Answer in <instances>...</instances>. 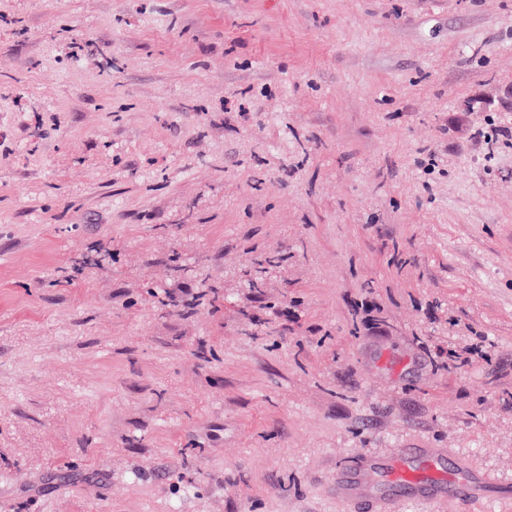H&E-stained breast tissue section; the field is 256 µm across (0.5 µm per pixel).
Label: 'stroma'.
I'll return each instance as SVG.
<instances>
[{"label":"stroma","instance_id":"35a3bbf8","mask_svg":"<svg viewBox=\"0 0 512 512\" xmlns=\"http://www.w3.org/2000/svg\"><path fill=\"white\" fill-rule=\"evenodd\" d=\"M399 448L512 512V0H0V512Z\"/></svg>","mask_w":512,"mask_h":512}]
</instances>
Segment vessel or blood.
Masks as SVG:
<instances>
[{"instance_id":"b4317fda","label":"vessel or blood","mask_w":512,"mask_h":512,"mask_svg":"<svg viewBox=\"0 0 512 512\" xmlns=\"http://www.w3.org/2000/svg\"><path fill=\"white\" fill-rule=\"evenodd\" d=\"M492 486L483 474L449 465L439 448H401L392 454H359L336 461L330 493L350 512H400L406 499L435 502L448 497L467 504L484 498Z\"/></svg>"}]
</instances>
